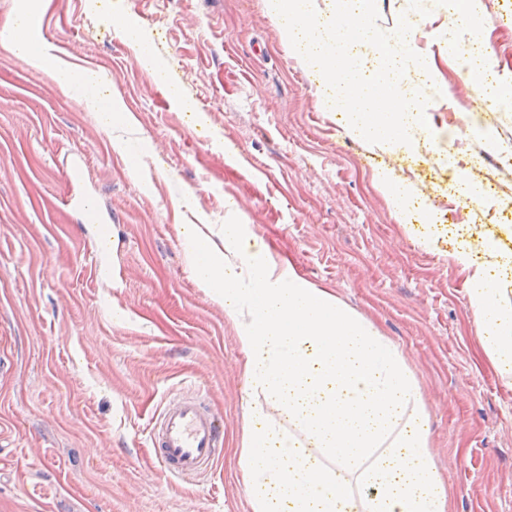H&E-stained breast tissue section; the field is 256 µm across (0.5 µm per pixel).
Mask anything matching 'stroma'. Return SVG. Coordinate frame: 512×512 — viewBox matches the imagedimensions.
<instances>
[{
    "label": "stroma",
    "instance_id": "obj_1",
    "mask_svg": "<svg viewBox=\"0 0 512 512\" xmlns=\"http://www.w3.org/2000/svg\"><path fill=\"white\" fill-rule=\"evenodd\" d=\"M15 0H0V512H253L238 464L249 401L238 326L197 288L190 225L241 224L284 269L325 288L403 353L422 386L431 453L449 512H512V386L487 355L471 307L473 269L449 223L512 249V180L479 210L449 196L494 165L463 136L472 32L512 88V0H476L448 27V0H376L379 27L420 14L431 75L425 163L408 166L349 132L279 31L267 0H46L45 39L77 69L112 76L137 124L138 156L112 147L100 117L10 51ZM138 24L155 64L122 32ZM182 94L189 108L170 105ZM111 211L112 279H93L90 234L57 201L72 158ZM389 169L423 201L401 217L376 187ZM142 177H135V170ZM194 205L185 208L184 198ZM435 239L434 248L422 241ZM203 387L224 423V459L168 476L148 433L166 398Z\"/></svg>",
    "mask_w": 512,
    "mask_h": 512
}]
</instances>
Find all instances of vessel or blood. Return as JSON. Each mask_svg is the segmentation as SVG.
I'll list each match as a JSON object with an SVG mask.
<instances>
[{"label": "vessel or blood", "instance_id": "vessel-or-blood-1", "mask_svg": "<svg viewBox=\"0 0 512 512\" xmlns=\"http://www.w3.org/2000/svg\"><path fill=\"white\" fill-rule=\"evenodd\" d=\"M81 223L95 225L99 236H108L112 216L101 210L92 196L78 198L71 206ZM221 424L202 393L170 400L154 421L150 446L156 464L181 478H198L211 472L224 456Z\"/></svg>", "mask_w": 512, "mask_h": 512}]
</instances>
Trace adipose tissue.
Returning a JSON list of instances; mask_svg holds the SVG:
<instances>
[{
  "instance_id": "adipose-tissue-1",
  "label": "adipose tissue",
  "mask_w": 512,
  "mask_h": 512,
  "mask_svg": "<svg viewBox=\"0 0 512 512\" xmlns=\"http://www.w3.org/2000/svg\"><path fill=\"white\" fill-rule=\"evenodd\" d=\"M41 13L42 0H16L11 50L101 116L115 150L126 152L121 131L134 116L109 78L33 39L29 23ZM188 245L198 287L240 328L250 402L239 466L253 512H448L421 389L401 353L327 290L278 270L243 225H225L219 245L191 229ZM455 259L478 267L469 290L475 322L512 385V307L498 278L512 272V252L490 240L480 255L461 248Z\"/></svg>"
}]
</instances>
